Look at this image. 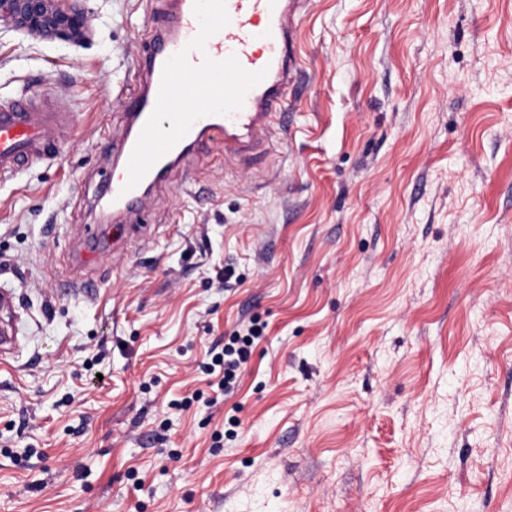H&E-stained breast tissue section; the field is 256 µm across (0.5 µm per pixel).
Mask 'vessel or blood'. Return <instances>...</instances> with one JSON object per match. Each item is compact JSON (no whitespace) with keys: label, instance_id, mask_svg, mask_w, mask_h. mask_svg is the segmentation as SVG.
<instances>
[{"label":"vessel or blood","instance_id":"obj_1","mask_svg":"<svg viewBox=\"0 0 512 512\" xmlns=\"http://www.w3.org/2000/svg\"><path fill=\"white\" fill-rule=\"evenodd\" d=\"M293 0H173L140 59L145 85L130 130L113 143L120 160L109 186L114 213L136 214L147 187L163 182L185 150L207 138L225 154L263 145L287 127L293 66ZM63 113L20 94L0 99V177L50 159Z\"/></svg>","mask_w":512,"mask_h":512}]
</instances>
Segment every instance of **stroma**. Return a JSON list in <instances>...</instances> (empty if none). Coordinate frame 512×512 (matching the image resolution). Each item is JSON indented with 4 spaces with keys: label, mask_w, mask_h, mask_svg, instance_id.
<instances>
[{
    "label": "stroma",
    "mask_w": 512,
    "mask_h": 512,
    "mask_svg": "<svg viewBox=\"0 0 512 512\" xmlns=\"http://www.w3.org/2000/svg\"><path fill=\"white\" fill-rule=\"evenodd\" d=\"M87 8L82 46L0 31V98L72 107L0 178V512H512V0H298L287 133L192 152L134 220L99 198L152 16ZM266 325L256 319H251L242 326V333L237 332L230 337V342L224 345L222 355L213 358V371L219 367L222 372L218 385L224 393H230L237 380L250 361L255 341L260 340L265 333Z\"/></svg>",
    "instance_id": "stroma-1"
}]
</instances>
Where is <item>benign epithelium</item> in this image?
<instances>
[{"label": "benign epithelium", "instance_id": "benign-epithelium-1", "mask_svg": "<svg viewBox=\"0 0 512 512\" xmlns=\"http://www.w3.org/2000/svg\"><path fill=\"white\" fill-rule=\"evenodd\" d=\"M83 0H0V27L30 36L83 44L90 40L92 29Z\"/></svg>", "mask_w": 512, "mask_h": 512}]
</instances>
